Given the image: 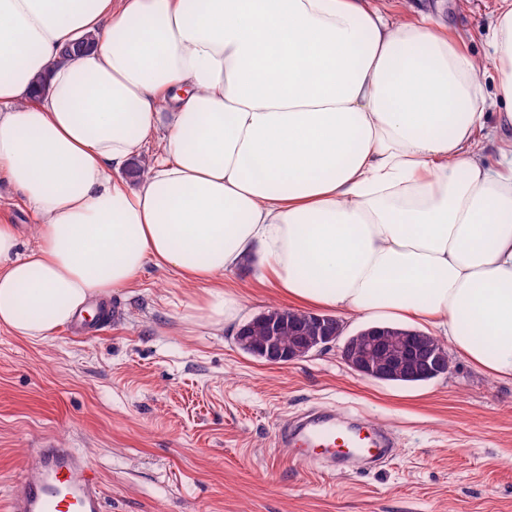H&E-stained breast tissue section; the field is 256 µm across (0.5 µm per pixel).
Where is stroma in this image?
<instances>
[{"instance_id": "obj_1", "label": "stroma", "mask_w": 512, "mask_h": 512, "mask_svg": "<svg viewBox=\"0 0 512 512\" xmlns=\"http://www.w3.org/2000/svg\"><path fill=\"white\" fill-rule=\"evenodd\" d=\"M439 15L497 81L498 0H381ZM254 260L214 279L243 290L242 319L275 305ZM203 291L147 265L112 293L116 314L30 339L0 326V512L40 441L85 455L104 512H512V383L457 354L416 384L355 375L340 344L285 365L243 352L235 330L199 318ZM315 407L384 426L397 448L380 470H304L278 430Z\"/></svg>"}]
</instances>
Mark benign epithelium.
<instances>
[{
	"mask_svg": "<svg viewBox=\"0 0 512 512\" xmlns=\"http://www.w3.org/2000/svg\"><path fill=\"white\" fill-rule=\"evenodd\" d=\"M264 334L252 335V322L247 321L236 332V343L247 354L271 365H283L308 357L336 343L344 326L335 316L305 313V320L292 318V311L281 307L263 313ZM290 333L284 343L283 330ZM364 339L345 342L341 358L356 375L373 380L400 377H437L448 372V354L429 345L419 332L400 334L397 341L388 340L390 331L372 327L362 332Z\"/></svg>",
	"mask_w": 512,
	"mask_h": 512,
	"instance_id": "benign-epithelium-1",
	"label": "benign epithelium"
}]
</instances>
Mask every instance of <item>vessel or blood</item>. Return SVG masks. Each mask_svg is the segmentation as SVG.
Wrapping results in <instances>:
<instances>
[{
  "mask_svg": "<svg viewBox=\"0 0 512 512\" xmlns=\"http://www.w3.org/2000/svg\"><path fill=\"white\" fill-rule=\"evenodd\" d=\"M277 445L282 455L308 470L318 460H335L342 449L354 460L377 462L393 447L374 428L343 426L330 411L305 415L281 429ZM102 502L101 483L89 462L74 449L47 444L36 449L34 462L12 484L7 512H103Z\"/></svg>",
  "mask_w": 512,
  "mask_h": 512,
  "instance_id": "1",
  "label": "vessel or blood"
}]
</instances>
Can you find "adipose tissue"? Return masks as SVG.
Listing matches in <instances>:
<instances>
[{
    "mask_svg": "<svg viewBox=\"0 0 512 512\" xmlns=\"http://www.w3.org/2000/svg\"><path fill=\"white\" fill-rule=\"evenodd\" d=\"M493 33L489 98L445 23L375 0H0V181L37 225L0 221V326L46 338L149 263L232 324L212 281L254 256L295 308L512 380V0Z\"/></svg>",
    "mask_w": 512,
    "mask_h": 512,
    "instance_id": "ef3b65f1",
    "label": "adipose tissue"
}]
</instances>
